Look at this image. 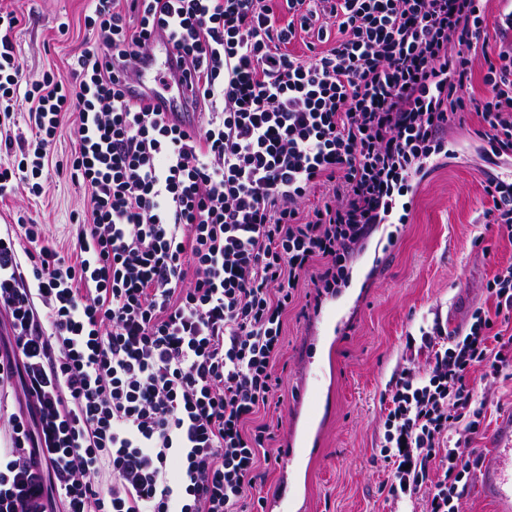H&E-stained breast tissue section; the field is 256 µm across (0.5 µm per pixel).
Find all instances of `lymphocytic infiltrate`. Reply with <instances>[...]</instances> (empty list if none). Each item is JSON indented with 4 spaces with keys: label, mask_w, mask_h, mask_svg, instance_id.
<instances>
[{
    "label": "lymphocytic infiltrate",
    "mask_w": 512,
    "mask_h": 512,
    "mask_svg": "<svg viewBox=\"0 0 512 512\" xmlns=\"http://www.w3.org/2000/svg\"><path fill=\"white\" fill-rule=\"evenodd\" d=\"M89 2L100 47L36 81L20 14L0 10V198H40L57 175L90 201L67 249L23 215L0 234V394L26 404L0 419V512H248L260 462L280 458L257 416L280 397L302 284L345 286L372 231L407 223L456 114L478 111L487 164L512 156V45L489 54L483 0H323L339 36L305 58L285 47L312 0H285L284 20L265 0ZM159 31L197 127L125 84ZM476 73L479 106L461 94ZM485 192L512 241V182L488 173ZM486 291L465 328L437 315L408 337L383 401L387 496L423 512H459L479 465L462 451L486 419L473 373L512 378V266Z\"/></svg>",
    "instance_id": "1"
}]
</instances>
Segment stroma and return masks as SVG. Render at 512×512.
I'll list each match as a JSON object with an SVG mask.
<instances>
[{"instance_id": "stroma-1", "label": "stroma", "mask_w": 512, "mask_h": 512, "mask_svg": "<svg viewBox=\"0 0 512 512\" xmlns=\"http://www.w3.org/2000/svg\"><path fill=\"white\" fill-rule=\"evenodd\" d=\"M23 16L16 30L21 57L31 78L52 69L67 73L72 57L97 45L85 26L86 0H0ZM67 32H60V23ZM475 112L461 114L449 133L456 154L420 181L409 221L402 229L378 228L366 251L352 262V278L340 294L323 297L322 308L344 306L347 327L341 339L325 333L317 313L290 310L285 346L277 365L283 370L284 401L259 414L275 427V447L301 434L310 443L302 463L262 466L255 512H396L387 498L389 470L375 461L382 418L381 399L402 363L408 334L438 312L457 326L489 303L485 290L499 269L512 265V241L488 230L493 203L484 191V162L474 132ZM61 246L75 234L76 218L89 212L82 188L52 180L41 198L25 191L0 201V226L11 223L17 207ZM397 241H390V232ZM314 368H307V358ZM318 386L321 408L310 416L297 395L304 378ZM487 398V422L474 435L468 453L483 456L512 415V379L493 386L476 381Z\"/></svg>"}]
</instances>
